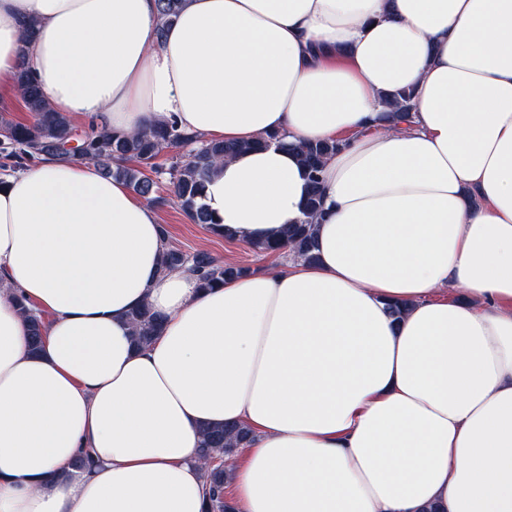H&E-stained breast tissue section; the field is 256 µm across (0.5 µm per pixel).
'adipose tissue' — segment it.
Listing matches in <instances>:
<instances>
[{
	"label": "adipose tissue",
	"mask_w": 512,
	"mask_h": 512,
	"mask_svg": "<svg viewBox=\"0 0 512 512\" xmlns=\"http://www.w3.org/2000/svg\"><path fill=\"white\" fill-rule=\"evenodd\" d=\"M23 69L80 127L278 133L205 185L229 243L299 223V144L341 147L316 261L207 289L160 274L158 210L94 163L0 179V512H204L226 424L235 512H512V0H182L167 26L157 0H0V100ZM134 340L139 344L152 341L162 327V316L148 306L136 308L129 313ZM249 441V432L238 426L203 430L199 454L211 467L208 472L211 489L208 494L207 512L229 511V506L224 501V480L228 477V473L224 471V456L233 454L240 445Z\"/></svg>",
	"instance_id": "adipose-tissue-1"
}]
</instances>
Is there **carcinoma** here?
Listing matches in <instances>:
<instances>
[{
	"label": "carcinoma",
	"instance_id": "1",
	"mask_svg": "<svg viewBox=\"0 0 512 512\" xmlns=\"http://www.w3.org/2000/svg\"><path fill=\"white\" fill-rule=\"evenodd\" d=\"M180 3L181 0H158L164 22L175 21ZM18 81L29 120L25 123L14 122L6 113H0V144L8 151V156H13V148L20 147L29 151L31 156L37 154L88 160L95 163L103 174L126 182L141 197L153 203H161L163 198L155 196L156 182L144 172V167L167 148L195 144L197 148L189 160L172 166L171 191L193 223L202 224L218 235L224 234V227L213 218L202 202L205 183L214 172L217 162L226 156L257 147L260 142L246 141L227 145L222 141H211L199 145L195 137L184 133L177 124L169 123L135 134L92 131L81 147L69 150L66 145L76 132L70 119L47 106L40 85L27 71H20ZM339 147L340 143L335 140L304 142L298 146L310 182L306 218L298 224L288 225L283 239L252 245L255 251L268 255L289 248L307 261L314 259L311 221L321 209L323 160L336 153ZM186 267L197 274L202 288H212L224 282L226 276L248 271L243 265L221 264L204 251L184 253L172 246L164 250L160 261L161 273ZM28 319L29 343L31 350L36 351L43 340L44 318L30 312ZM129 322L134 340L144 344L152 341L159 333L162 316L143 306L129 313ZM249 441V432L238 426L203 430L199 454L210 463L208 479L211 489L207 512H228L229 506L224 501V480L228 477L224 471V456L233 454L239 446Z\"/></svg>",
	"mask_w": 512,
	"mask_h": 512
}]
</instances>
